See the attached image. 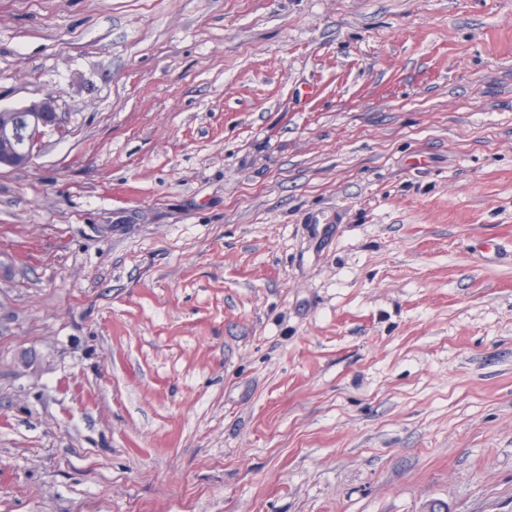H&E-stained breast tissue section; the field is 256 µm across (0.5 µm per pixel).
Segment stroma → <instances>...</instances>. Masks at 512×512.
Segmentation results:
<instances>
[{
  "mask_svg": "<svg viewBox=\"0 0 512 512\" xmlns=\"http://www.w3.org/2000/svg\"><path fill=\"white\" fill-rule=\"evenodd\" d=\"M0 512H512V0H0ZM54 101L46 96L18 109L0 110V169L28 166L45 131L55 126Z\"/></svg>",
  "mask_w": 512,
  "mask_h": 512,
  "instance_id": "1",
  "label": "stroma"
}]
</instances>
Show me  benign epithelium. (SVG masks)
<instances>
[{
  "label": "benign epithelium",
  "instance_id": "7a95c632",
  "mask_svg": "<svg viewBox=\"0 0 512 512\" xmlns=\"http://www.w3.org/2000/svg\"><path fill=\"white\" fill-rule=\"evenodd\" d=\"M54 101L46 96L18 109L0 110V169L28 166L45 131L55 126Z\"/></svg>",
  "mask_w": 512,
  "mask_h": 512
}]
</instances>
